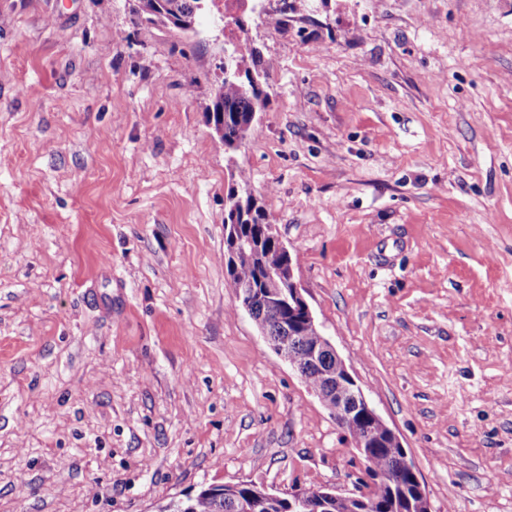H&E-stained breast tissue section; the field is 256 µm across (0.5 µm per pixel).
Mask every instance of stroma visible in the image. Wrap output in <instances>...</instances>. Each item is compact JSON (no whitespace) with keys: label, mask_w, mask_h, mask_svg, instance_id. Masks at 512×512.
Wrapping results in <instances>:
<instances>
[{"label":"stroma","mask_w":512,"mask_h":512,"mask_svg":"<svg viewBox=\"0 0 512 512\" xmlns=\"http://www.w3.org/2000/svg\"><path fill=\"white\" fill-rule=\"evenodd\" d=\"M135 5L0 0V512L368 482L227 285L233 188L434 512H512V0L245 15L267 101L236 152L225 33Z\"/></svg>","instance_id":"35a3bbf8"}]
</instances>
